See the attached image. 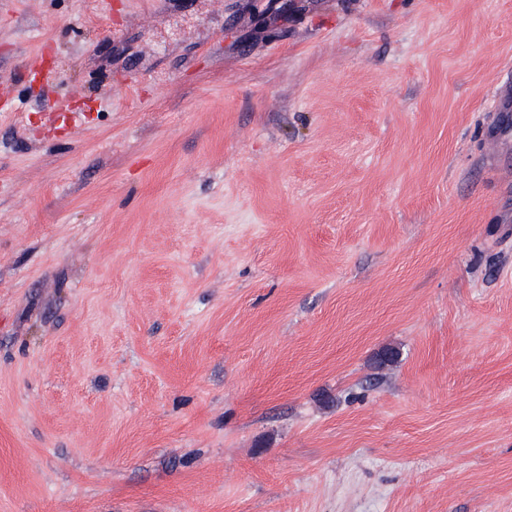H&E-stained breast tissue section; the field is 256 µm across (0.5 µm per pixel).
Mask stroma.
<instances>
[{
	"label": "stroma",
	"instance_id": "stroma-1",
	"mask_svg": "<svg viewBox=\"0 0 512 512\" xmlns=\"http://www.w3.org/2000/svg\"><path fill=\"white\" fill-rule=\"evenodd\" d=\"M1 87L0 512H512V0H0Z\"/></svg>",
	"mask_w": 512,
	"mask_h": 512
}]
</instances>
